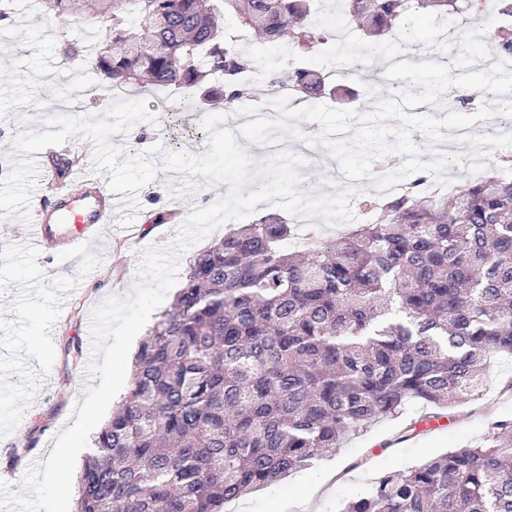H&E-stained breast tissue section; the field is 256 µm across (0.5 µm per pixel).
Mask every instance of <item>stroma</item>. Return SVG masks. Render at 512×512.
Listing matches in <instances>:
<instances>
[{"mask_svg": "<svg viewBox=\"0 0 512 512\" xmlns=\"http://www.w3.org/2000/svg\"><path fill=\"white\" fill-rule=\"evenodd\" d=\"M38 0H27L26 12L33 26L0 28V73L11 79L0 82V163L10 160L11 139L17 129L43 131L46 117L58 114V100L77 96L81 84H50L60 63L61 50L70 41L69 28L41 16ZM447 17L428 14L410 20L402 44L384 36L388 52L410 58L435 48ZM392 83L362 84L350 78L330 82L313 104L372 111L379 100L391 97ZM157 123L138 124L144 132L141 148L163 143L170 150L199 155L208 140L201 126L206 106L189 105L173 114V101L158 90L144 92ZM301 167L302 186L311 194H333L347 180L336 160L320 145L310 147ZM181 173L161 172L138 193L139 223L124 228L105 227L84 255L71 257L50 250L37 255L23 245L25 225L0 219V238L12 240L9 251L0 252V456L12 448L26 454L13 470V484H20L34 459H47L57 434L70 427L77 401L83 400L89 381L87 356L70 350L71 341L83 340L94 308L106 298L128 294L135 282L142 251L172 241L178 221L149 223L157 212L214 203L228 191L227 185L201 183L194 193L175 197L169 188L180 185ZM41 337L42 351L31 349L32 337ZM512 379V358H492L486 392L479 402L461 401L451 407L444 425L400 441V425L380 419L367 432L355 435L330 458H320L307 468L290 472L274 487H263L229 502L224 512H341L370 481L419 465L432 455L467 446L486 432L489 419H512V393L504 391Z\"/></svg>", "mask_w": 512, "mask_h": 512, "instance_id": "stroma-1", "label": "stroma"}]
</instances>
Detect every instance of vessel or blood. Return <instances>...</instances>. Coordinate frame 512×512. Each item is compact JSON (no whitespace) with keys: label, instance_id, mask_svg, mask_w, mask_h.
<instances>
[{"label":"vessel or blood","instance_id":"obj_1","mask_svg":"<svg viewBox=\"0 0 512 512\" xmlns=\"http://www.w3.org/2000/svg\"><path fill=\"white\" fill-rule=\"evenodd\" d=\"M111 221L112 192L102 175L89 172L34 200L28 236L36 251L74 254Z\"/></svg>","mask_w":512,"mask_h":512}]
</instances>
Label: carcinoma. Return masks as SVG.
<instances>
[{"instance_id":"cac0c4a2","label":"carcinoma","mask_w":512,"mask_h":512,"mask_svg":"<svg viewBox=\"0 0 512 512\" xmlns=\"http://www.w3.org/2000/svg\"><path fill=\"white\" fill-rule=\"evenodd\" d=\"M314 0H39L42 13L99 23L96 48L75 42L95 84L173 87L223 110L247 95L241 76L281 84L225 32L289 38L305 56L325 34ZM472 0H348L374 36L414 11L463 15ZM292 68L299 98L326 77ZM426 178L331 238L268 214L190 261L170 306L133 359L127 396L92 438L75 512H224L408 402L445 417L482 395L493 355L512 356V156L448 194ZM343 512H512V420L406 472L382 475Z\"/></svg>"}]
</instances>
